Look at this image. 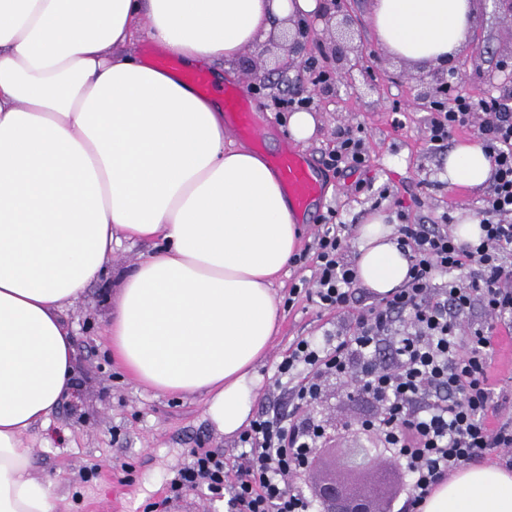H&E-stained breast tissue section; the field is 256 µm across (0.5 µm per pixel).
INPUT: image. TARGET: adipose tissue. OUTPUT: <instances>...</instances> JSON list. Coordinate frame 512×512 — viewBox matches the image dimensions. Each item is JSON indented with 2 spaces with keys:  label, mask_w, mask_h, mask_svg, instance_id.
<instances>
[{
  "label": "adipose tissue",
  "mask_w": 512,
  "mask_h": 512,
  "mask_svg": "<svg viewBox=\"0 0 512 512\" xmlns=\"http://www.w3.org/2000/svg\"><path fill=\"white\" fill-rule=\"evenodd\" d=\"M317 0H0V512H52L27 435L73 387L64 308L107 274L115 247L156 250L119 282L105 327L117 362L161 394H198L225 435L246 425L256 364L278 331L272 292L301 229L267 159L228 143L220 98L133 52L187 69L231 62ZM371 32L415 65L469 40L471 0H372ZM449 184L491 178L484 149L448 154ZM359 283L382 297L409 262L384 213L358 230ZM422 512H512V474L471 464Z\"/></svg>",
  "instance_id": "obj_1"
}]
</instances>
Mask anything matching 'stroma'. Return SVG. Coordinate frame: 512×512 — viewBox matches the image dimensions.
Masks as SVG:
<instances>
[{
  "instance_id": "obj_1",
  "label": "stroma",
  "mask_w": 512,
  "mask_h": 512,
  "mask_svg": "<svg viewBox=\"0 0 512 512\" xmlns=\"http://www.w3.org/2000/svg\"><path fill=\"white\" fill-rule=\"evenodd\" d=\"M358 21L362 57L358 66L336 78V91L314 98L317 131L304 145L319 171L324 193L303 225L300 252L307 259L288 265L275 287L280 302V327L257 366L260 378L252 416L288 412L274 383L276 367L298 339L320 337L336 328H352L363 305L372 300L367 288L344 312L322 310L305 296L290 297L294 283L311 277L316 259L310 254L316 224L329 210H339L352 227H360L373 212L389 216L406 212L412 223L436 224L443 214L455 219L481 212L487 187L449 185L444 177L447 149H433L425 139L431 117L427 108L413 101V88L424 78L426 67L410 66L383 52L371 38L369 0H342ZM470 40L481 47L478 57L460 51L450 80L473 101L512 92V81L498 68L502 57L512 54V15L495 9L491 0H476ZM316 47L288 69L268 57L261 70V88L255 101L262 107L265 135L260 150L274 158L288 141V116L270 107L271 95L294 92L309 85L312 69L321 67ZM361 127L369 158L366 168L336 173L324 161L340 131ZM119 288L112 277L91 285L84 298L64 311L74 329L75 389L78 407L61 402L46 428L37 430L32 443V477L51 484L53 512H107L109 502L122 512H225L223 502L190 491L168 499V483L186 465L190 450L223 451L236 458L238 435L227 436L205 412L202 396L162 395L130 379L111 355L104 334V312L116 301ZM494 354L489 384L496 397L512 395V325L492 329ZM370 412L368 405L350 398L345 383L329 381L315 414L325 421L323 447L347 444L341 422H356Z\"/></svg>"
}]
</instances>
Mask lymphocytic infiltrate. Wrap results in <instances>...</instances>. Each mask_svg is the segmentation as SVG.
<instances>
[{"label":"lymphocytic infiltrate","instance_id":"1","mask_svg":"<svg viewBox=\"0 0 512 512\" xmlns=\"http://www.w3.org/2000/svg\"><path fill=\"white\" fill-rule=\"evenodd\" d=\"M472 101L457 90L427 126L431 146L441 147L471 116ZM482 147L494 167V187L483 201L478 243L461 244L452 234L453 216L438 224H413L399 214L397 243L410 265L408 279L393 295L366 305L350 333L322 340L298 339L278 366L277 389L294 408L289 414L259 416L240 437L234 461L207 452L177 471L173 494L207 489L225 499L229 512H318L294 480L295 456L318 447L325 430L305 411L321 397L328 379L359 380L369 386L381 410L365 420L403 461L407 480L391 499L389 512H419L440 482L485 450L498 449L512 468V417L491 424L499 408L487 382L494 352L489 327L512 321V105L491 98L483 120ZM349 226L329 211L314 233L316 267L311 278L292 285L325 310L353 302L355 263L348 250ZM469 268L472 278L455 273ZM481 305L486 323L470 322ZM390 344L391 361L376 360Z\"/></svg>","mask_w":512,"mask_h":512}]
</instances>
